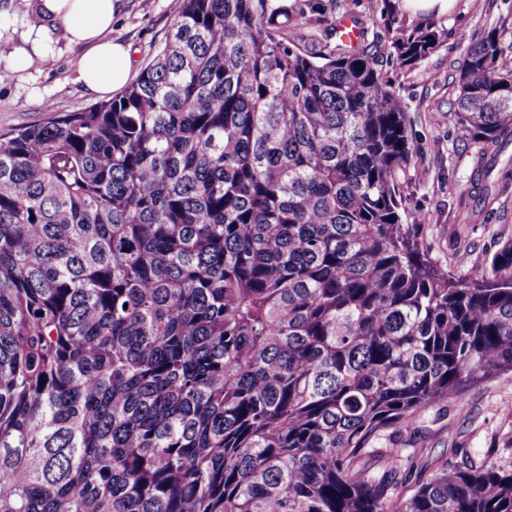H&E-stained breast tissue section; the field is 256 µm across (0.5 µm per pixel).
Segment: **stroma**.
<instances>
[{
	"instance_id": "obj_1",
	"label": "stroma",
	"mask_w": 512,
	"mask_h": 512,
	"mask_svg": "<svg viewBox=\"0 0 512 512\" xmlns=\"http://www.w3.org/2000/svg\"><path fill=\"white\" fill-rule=\"evenodd\" d=\"M169 0H122L113 20L114 38L137 50L136 70H143L162 46L172 25ZM32 0H0V131L43 122L45 104L55 112H75L95 103L78 81L79 47L55 43L25 72L11 70L15 47ZM445 37L441 46L413 69L383 67L407 106L413 158L401 173L407 215H420L413 231L425 253L458 279L487 267L512 242V190L498 195L479 224H468V196L475 146L454 121L455 81L468 44L493 28L512 41V0H455L448 14L438 16ZM373 474L388 470L385 451L414 448L432 465L460 464L470 459L512 467V375L468 385L462 401L432 404L410 428L387 429L372 442Z\"/></svg>"
}]
</instances>
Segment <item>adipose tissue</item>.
I'll return each mask as SVG.
<instances>
[{"instance_id":"obj_1","label":"adipose tissue","mask_w":512,"mask_h":512,"mask_svg":"<svg viewBox=\"0 0 512 512\" xmlns=\"http://www.w3.org/2000/svg\"><path fill=\"white\" fill-rule=\"evenodd\" d=\"M119 8L120 0H37L42 23L26 27L25 46L14 59L15 67L24 69L44 54L49 42L44 23L52 20L59 22L64 39L83 48L78 71L87 92L103 96L123 88L132 75L133 49L112 36Z\"/></svg>"}]
</instances>
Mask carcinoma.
<instances>
[{
	"label": "carcinoma",
	"mask_w": 512,
	"mask_h": 512,
	"mask_svg": "<svg viewBox=\"0 0 512 512\" xmlns=\"http://www.w3.org/2000/svg\"><path fill=\"white\" fill-rule=\"evenodd\" d=\"M347 0H180L117 98L0 133V512H512L465 461L396 491L372 440L512 372V243L471 281L405 222L434 22ZM468 47L471 195L512 187V67ZM368 6L369 0H360L358 5L351 6V10L356 12V14H358L366 23L365 26L368 28V32L365 37V42H381L382 44H385L388 40V34L380 20L376 23L373 20H368V17L366 18V16H368Z\"/></svg>",
	"instance_id": "obj_1"
}]
</instances>
